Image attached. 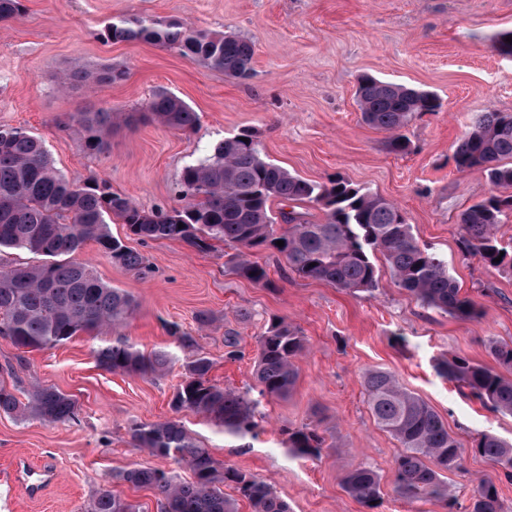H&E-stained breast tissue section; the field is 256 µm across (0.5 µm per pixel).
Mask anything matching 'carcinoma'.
<instances>
[{"label":"carcinoma","instance_id":"carcinoma-1","mask_svg":"<svg viewBox=\"0 0 512 512\" xmlns=\"http://www.w3.org/2000/svg\"><path fill=\"white\" fill-rule=\"evenodd\" d=\"M23 12L22 0H0V22ZM104 37L174 49L235 80H246L253 73V43L241 35L141 17L109 22ZM121 76L110 68L96 73L78 70L73 81L112 82ZM356 95L363 121L387 132V149L396 154L411 150L402 130L412 117L442 108L430 91L368 74L358 79ZM116 118V113L102 110L78 114L86 150L101 153L107 148ZM140 119L187 132L197 126L199 116L185 101L160 89ZM452 160L459 171L482 170L498 189L458 215L463 255L512 270V242H504L500 235L502 224L512 216V113H479L455 145ZM177 193L184 201L182 207L145 211L95 175L74 184L55 168L40 138L21 127L0 125V254L21 250L40 258L32 266L0 262V336L18 348L34 350L65 343L79 333L107 335L126 322L135 308L133 297L102 281L91 265L79 259L93 242L112 264L145 273L144 257L111 234L114 218L142 242L179 240L199 252L219 243L233 247L235 252L225 254L224 266L263 288L274 287V282L267 264L253 259L256 250L277 253L299 277L353 293H370L378 287L375 254L379 253L399 286L424 306L462 319L482 316L480 304L461 292L447 262L420 241L397 206L340 178L321 185L291 174L262 156L250 129L215 143L186 165ZM275 199L290 204L291 210L274 216L270 202ZM303 204L317 205L324 220L309 221L300 210ZM279 240L284 246L277 245ZM497 257L501 261L496 263ZM167 332L178 348L189 352L171 408L208 417L226 437L254 433L260 402L246 391L213 383L209 377L213 360L179 324H169ZM306 351V338L297 327L283 318L270 319L257 345L255 375L261 395H289L297 383L298 360ZM489 354L497 367L453 357L440 360L437 370L461 393L512 415V343L492 340ZM96 360L112 373L147 376L166 371L174 356L169 350L145 354L129 340L118 338L99 348ZM362 379L375 423L400 445L393 461V492L400 498L436 501L453 512L457 502L447 473L460 468L466 451L494 466L505 458L512 461V444L493 434L484 433L470 449L462 448L434 408L391 372L369 369ZM17 391L0 382V412L48 424L64 423L75 415V401L52 386L32 385L24 402ZM129 434L135 447L184 463L191 471L188 480L155 468L133 467L122 473L125 482L155 490L161 512H237L236 501L224 497L228 482L252 512H289L288 503L270 484L221 464L175 421L136 424ZM286 445L297 458H317L325 438L306 423L288 430ZM343 488L371 512L382 503L379 474L369 465L347 472ZM90 512L138 509L103 489L94 497ZM468 512H505L495 478L478 481Z\"/></svg>","mask_w":512,"mask_h":512}]
</instances>
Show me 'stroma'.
<instances>
[{
  "instance_id": "1",
  "label": "stroma",
  "mask_w": 512,
  "mask_h": 512,
  "mask_svg": "<svg viewBox=\"0 0 512 512\" xmlns=\"http://www.w3.org/2000/svg\"><path fill=\"white\" fill-rule=\"evenodd\" d=\"M16 19L0 23V125L40 137L68 179L90 174L146 210L179 206L182 168L214 143L249 128L265 159L314 183L342 178L395 203L420 239L448 263L463 292L482 305L478 320L423 307L399 288L377 259L373 294L349 293L289 272L284 260L264 253L273 287L228 274L224 252L200 253L173 240L141 242L125 225L113 236L142 254L137 275L112 265L96 246L81 257L98 277L127 291L133 314L121 327L141 350H174L168 323L194 336L214 361L210 377L221 386H255L257 340L270 317L297 326L308 342L298 362L294 391L266 398L256 436L224 438L203 415L173 412L180 365L162 377L111 373L96 363L105 336L78 334L39 350L20 349L0 337V382L29 390L53 386L71 396L74 420L47 425L0 412V512H88L107 488L160 512L156 492L120 475L132 467L164 469L190 478L187 466L134 447L136 424L178 421L213 457L270 483L290 512H365L342 488L345 474L371 464L382 479L377 512H445L434 501L410 502L392 491L399 443L379 429L366 404L362 373L385 369L429 403L463 445L481 433L512 443V416L495 412L441 377L437 362L461 356L492 365L489 340L512 341V270L463 256L458 214L488 196L492 186L478 169L456 170V142L482 112L512 113V58L492 48L512 29V0H23ZM179 19L196 28L240 34L254 44L249 79L224 77L177 51L144 42H109L115 18ZM112 67L124 76L92 86L73 84L76 70ZM371 74L437 94L442 109L422 113L404 128L406 154L387 150L385 132L362 120L357 80ZM167 89L199 114L194 130H171L142 121L138 112ZM118 113L106 150H84L79 112ZM208 312L213 325L199 327ZM234 333L243 356L226 357L224 337ZM318 424L327 447L321 457L288 454L289 429ZM50 465L55 478L40 492L11 481L18 459ZM482 457L466 454L448 475L458 502L469 505L480 477L494 474Z\"/></svg>"
}]
</instances>
